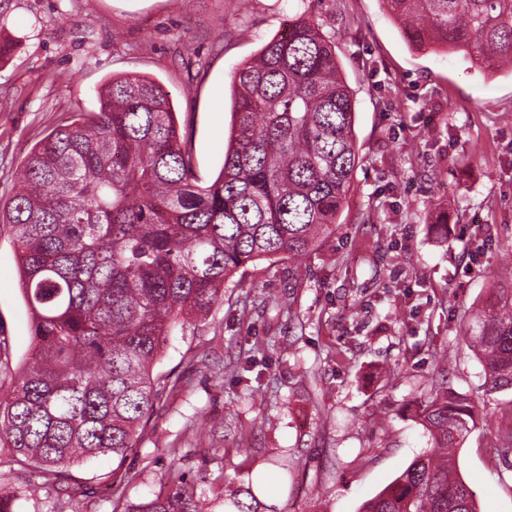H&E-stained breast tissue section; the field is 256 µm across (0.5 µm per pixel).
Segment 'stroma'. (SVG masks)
<instances>
[{
    "instance_id": "1",
    "label": "stroma",
    "mask_w": 512,
    "mask_h": 512,
    "mask_svg": "<svg viewBox=\"0 0 512 512\" xmlns=\"http://www.w3.org/2000/svg\"><path fill=\"white\" fill-rule=\"evenodd\" d=\"M336 45L355 100L359 165L335 235L302 262L259 260L208 319L175 331L169 376L126 457L73 465L64 480L0 448L15 512H124L186 472L203 512L252 486L264 512H358L430 441L416 410L431 380L473 398L457 451L479 512H512V393L483 388L463 320L512 269V75L418 51L380 0H0V198L59 123L99 107L110 78L171 93L202 180L219 172L232 71L291 17ZM19 261L0 236V392L30 343ZM177 456H170V449ZM289 474H282V467Z\"/></svg>"
}]
</instances>
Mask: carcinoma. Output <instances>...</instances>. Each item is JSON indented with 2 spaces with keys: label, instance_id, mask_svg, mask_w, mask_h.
Returning a JSON list of instances; mask_svg holds the SVG:
<instances>
[{
  "label": "carcinoma",
  "instance_id": "1",
  "mask_svg": "<svg viewBox=\"0 0 512 512\" xmlns=\"http://www.w3.org/2000/svg\"><path fill=\"white\" fill-rule=\"evenodd\" d=\"M416 49L512 73V0H383ZM224 164L203 182L170 92L109 79L96 112L38 141L0 202L20 261L32 340L16 386L0 393V447L55 477L134 447L167 383L153 376L179 324L206 320L224 283L256 260L300 261L336 233L358 166L353 93L336 52L303 15L231 75ZM489 392L512 390V275L465 321ZM476 403L431 385L418 413L431 439L360 512H478L455 449ZM124 512H200L186 473ZM232 512H258L250 488Z\"/></svg>",
  "mask_w": 512,
  "mask_h": 512
}]
</instances>
